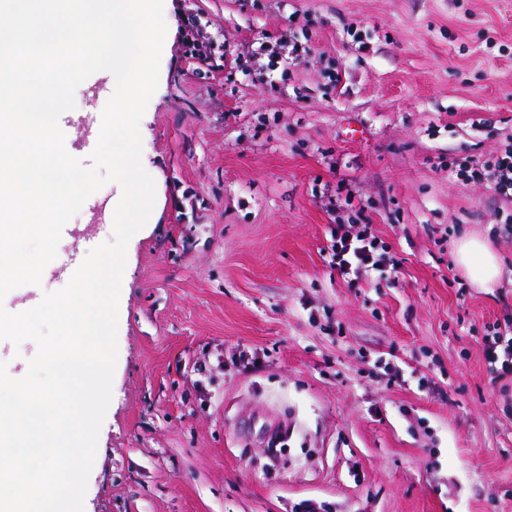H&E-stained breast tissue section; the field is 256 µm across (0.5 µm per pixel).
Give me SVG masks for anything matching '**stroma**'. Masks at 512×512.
Here are the masks:
<instances>
[{
    "label": "stroma",
    "instance_id": "obj_1",
    "mask_svg": "<svg viewBox=\"0 0 512 512\" xmlns=\"http://www.w3.org/2000/svg\"><path fill=\"white\" fill-rule=\"evenodd\" d=\"M165 7L139 124L155 209L126 249L85 512H512V374L484 354L512 327V200L468 176L512 143V0ZM262 44L299 57L268 71ZM121 195L92 194L58 255L114 241ZM353 215L386 277L332 266ZM469 231L498 286L455 265ZM454 258L478 288H493L501 279V258L489 241L478 234L470 232L457 239Z\"/></svg>",
    "mask_w": 512,
    "mask_h": 512
}]
</instances>
